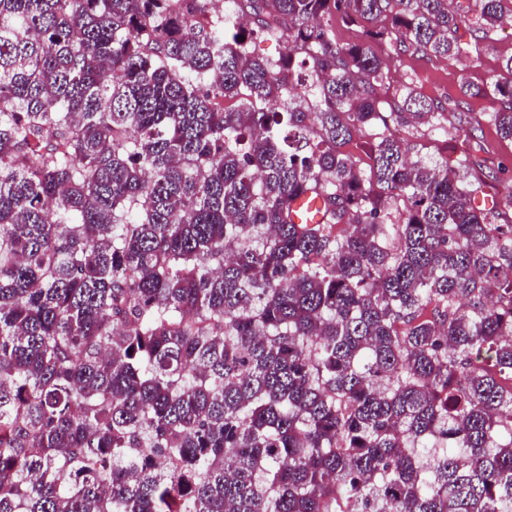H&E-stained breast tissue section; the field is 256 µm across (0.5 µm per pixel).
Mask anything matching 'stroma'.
Masks as SVG:
<instances>
[{
	"label": "stroma",
	"instance_id": "obj_1",
	"mask_svg": "<svg viewBox=\"0 0 512 512\" xmlns=\"http://www.w3.org/2000/svg\"><path fill=\"white\" fill-rule=\"evenodd\" d=\"M459 37L467 51L458 59L430 61L422 53L405 52L392 43L383 46L381 53L390 77L383 95L390 100L411 89L444 108L448 115H455L460 106L468 110L475 127L473 136L453 128L443 136L417 124L398 126L397 134L423 155L452 160L463 153L470 155L483 180V192L497 197L512 183V140L501 138L486 119L487 113L496 108V101L464 96L461 87L466 83L482 86L503 75L502 63L512 56V12L505 13L499 23L492 46L477 42L468 27L460 28Z\"/></svg>",
	"mask_w": 512,
	"mask_h": 512
}]
</instances>
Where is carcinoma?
<instances>
[{"instance_id": "obj_1", "label": "carcinoma", "mask_w": 512, "mask_h": 512, "mask_svg": "<svg viewBox=\"0 0 512 512\" xmlns=\"http://www.w3.org/2000/svg\"><path fill=\"white\" fill-rule=\"evenodd\" d=\"M202 2L0 0V512H512V189L412 156L444 113L376 51L467 13ZM504 69L464 94L512 139ZM287 45L288 41L286 38H258L254 40L252 51H254V54L256 56L270 60H277L282 55H284L285 48ZM375 133L370 128L364 129L359 137H355L349 144L343 147V150L349 153L363 168H368L370 158L368 155V145L366 144L370 139V134ZM310 195L303 196L293 203L291 207V221L294 224H317L321 221V201L314 198L309 201Z\"/></svg>"}]
</instances>
